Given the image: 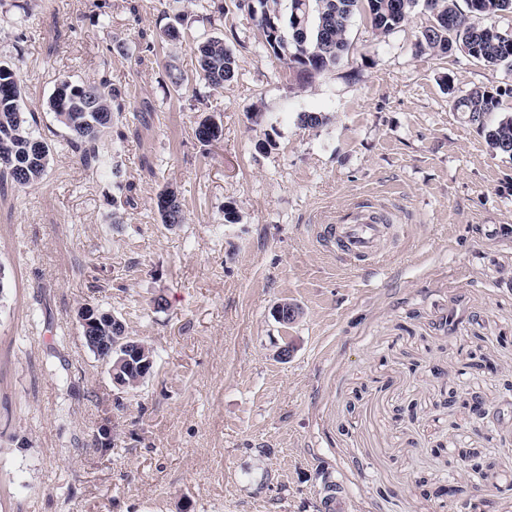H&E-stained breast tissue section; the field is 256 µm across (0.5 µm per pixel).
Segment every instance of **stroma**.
I'll list each match as a JSON object with an SVG mask.
<instances>
[{
  "mask_svg": "<svg viewBox=\"0 0 512 512\" xmlns=\"http://www.w3.org/2000/svg\"><path fill=\"white\" fill-rule=\"evenodd\" d=\"M430 20L420 2L378 35L357 13L342 61L307 78L236 0H0V60L52 147L40 183L0 184V512H320L333 485L348 512H512V157L445 89L502 90L505 116L512 67L419 51ZM205 36L236 58L224 88L195 71ZM64 77L124 94L100 145L121 178L69 148L48 109ZM363 199L392 229L348 268L317 231ZM88 301L153 347L136 391L86 346ZM170 192L172 197L168 201V205L166 207H162L160 198L165 194ZM157 210L162 224H166L168 226H176L177 224H182L184 220L183 215V204L178 197L176 191L170 190V187H166L162 189L157 194Z\"/></svg>",
  "mask_w": 512,
  "mask_h": 512,
  "instance_id": "35a3bbf8",
  "label": "stroma"
}]
</instances>
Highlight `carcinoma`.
<instances>
[{
  "mask_svg": "<svg viewBox=\"0 0 512 512\" xmlns=\"http://www.w3.org/2000/svg\"><path fill=\"white\" fill-rule=\"evenodd\" d=\"M304 6V28L295 33L292 25L279 21L282 0H258L265 18L257 21L267 47L288 67L309 77L333 67L348 49L347 31L351 18L367 5L372 29L379 35L394 30L411 14L417 0H289ZM434 23L422 32L420 45L446 53L457 47L486 66L512 64V33H494L493 17L512 13V0H434ZM280 26V34L270 41L269 23ZM199 76L209 85L222 88L235 77L236 60L219 37L206 38L197 45ZM452 107L465 114L468 121L485 135L489 148L512 155V116L494 123L488 117L497 111L501 93L473 88L458 95L447 84ZM56 121L67 131L69 144L86 167L103 164L98 144L112 129L114 113H122L125 104L120 91L107 79L74 83L60 80L49 99ZM34 113L26 111L16 70L0 62V182L8 180L19 188L38 183L45 174L51 145L33 130ZM195 135L210 144L221 140L222 125L212 117L198 123ZM171 193L167 206L157 205L161 223H183V204L170 188L157 197Z\"/></svg>",
  "mask_w": 512,
  "mask_h": 512,
  "instance_id": "1",
  "label": "carcinoma"
}]
</instances>
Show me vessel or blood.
<instances>
[{
	"label": "vessel or blood",
	"instance_id": "vessel-or-blood-1",
	"mask_svg": "<svg viewBox=\"0 0 512 512\" xmlns=\"http://www.w3.org/2000/svg\"><path fill=\"white\" fill-rule=\"evenodd\" d=\"M389 227L384 216L369 205H357L350 217L327 225L326 232L336 238L343 256L351 261L379 260Z\"/></svg>",
	"mask_w": 512,
	"mask_h": 512
}]
</instances>
